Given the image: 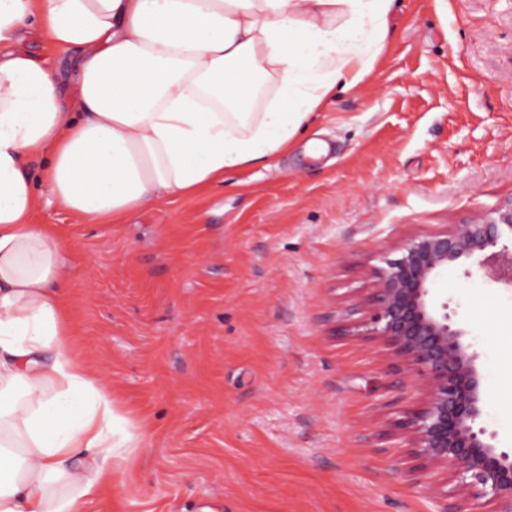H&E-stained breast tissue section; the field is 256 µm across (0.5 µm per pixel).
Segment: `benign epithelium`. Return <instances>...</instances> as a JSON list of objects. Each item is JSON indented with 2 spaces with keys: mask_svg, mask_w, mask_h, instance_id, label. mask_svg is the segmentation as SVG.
I'll return each instance as SVG.
<instances>
[{
  "mask_svg": "<svg viewBox=\"0 0 512 512\" xmlns=\"http://www.w3.org/2000/svg\"><path fill=\"white\" fill-rule=\"evenodd\" d=\"M461 258L512 289V197L473 222L406 236L366 271L370 336L424 376L420 408L386 438L393 448L411 449L399 459L404 472L424 474L436 488L442 480L454 483V502L439 512H465L480 497L488 498L490 512H512V457L496 454L476 427L482 389L474 356L460 341L448 303L436 305L432 294L439 273Z\"/></svg>",
  "mask_w": 512,
  "mask_h": 512,
  "instance_id": "benign-epithelium-1",
  "label": "benign epithelium"
}]
</instances>
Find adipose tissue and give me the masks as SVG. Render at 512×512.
<instances>
[{
	"mask_svg": "<svg viewBox=\"0 0 512 512\" xmlns=\"http://www.w3.org/2000/svg\"><path fill=\"white\" fill-rule=\"evenodd\" d=\"M392 2L0 0V43L34 27L77 54L67 94L45 59L0 53V512H86L146 443L73 350L69 251L34 212L118 224L275 165L369 73ZM243 77L275 87L264 111Z\"/></svg>",
	"mask_w": 512,
	"mask_h": 512,
	"instance_id": "ef3b65f1",
	"label": "adipose tissue"
}]
</instances>
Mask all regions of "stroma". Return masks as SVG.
Here are the masks:
<instances>
[{"label":"stroma","mask_w":512,"mask_h":512,"mask_svg":"<svg viewBox=\"0 0 512 512\" xmlns=\"http://www.w3.org/2000/svg\"><path fill=\"white\" fill-rule=\"evenodd\" d=\"M390 26L275 168L122 224L37 213L71 252L75 347L149 439L87 512H438L379 439L419 404L411 374L342 316L379 254L512 197V0H394ZM473 267L434 298L476 356L478 424L511 454L512 290Z\"/></svg>","instance_id":"stroma-1"}]
</instances>
